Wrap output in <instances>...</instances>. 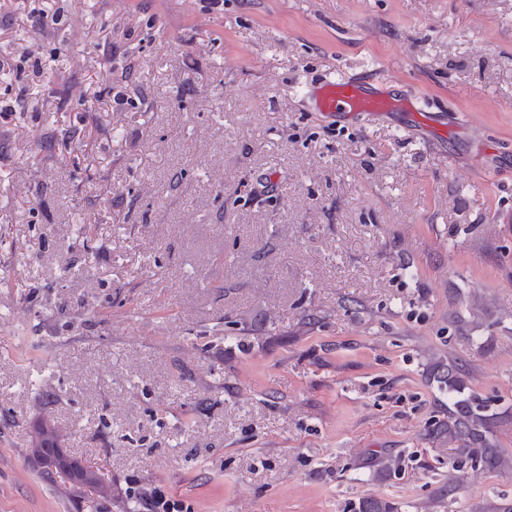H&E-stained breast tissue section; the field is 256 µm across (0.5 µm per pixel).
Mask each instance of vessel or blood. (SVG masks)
I'll use <instances>...</instances> for the list:
<instances>
[{"label": "vessel or blood", "instance_id": "obj_1", "mask_svg": "<svg viewBox=\"0 0 512 512\" xmlns=\"http://www.w3.org/2000/svg\"><path fill=\"white\" fill-rule=\"evenodd\" d=\"M317 111L355 115L393 112L407 107L406 99L387 91H377L368 81L344 77L322 82L314 91Z\"/></svg>", "mask_w": 512, "mask_h": 512}]
</instances>
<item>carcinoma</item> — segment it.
<instances>
[{"instance_id":"cac0c4a2","label":"carcinoma","mask_w":512,"mask_h":512,"mask_svg":"<svg viewBox=\"0 0 512 512\" xmlns=\"http://www.w3.org/2000/svg\"><path fill=\"white\" fill-rule=\"evenodd\" d=\"M55 141L64 149L75 152L81 144L80 131L77 128L62 130L55 136ZM438 366L442 369L439 382L448 385L450 391L457 390L462 378L468 375L466 365L452 356L439 360ZM492 420L493 415L487 413V406L476 397L457 395L448 398V420L435 421L433 432L436 437L455 446L453 469L481 467L512 474V456L491 447L487 439ZM31 452L46 458L62 454L57 432L37 428ZM354 512H399V506L389 499L370 496L359 500Z\"/></svg>"}]
</instances>
